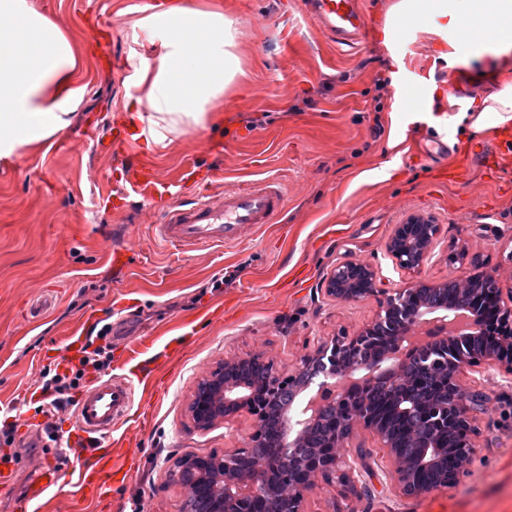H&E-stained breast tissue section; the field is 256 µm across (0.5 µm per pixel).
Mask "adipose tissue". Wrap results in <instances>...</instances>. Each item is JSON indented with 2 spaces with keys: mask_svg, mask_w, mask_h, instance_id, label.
Masks as SVG:
<instances>
[{
  "mask_svg": "<svg viewBox=\"0 0 512 512\" xmlns=\"http://www.w3.org/2000/svg\"><path fill=\"white\" fill-rule=\"evenodd\" d=\"M143 11L153 51L131 62L138 92L122 112L132 139L164 148L191 130H222L224 98L246 75L236 18L223 0H166ZM400 18L433 34L430 52L448 66L488 58L512 67V0H395L384 44ZM80 59L49 15L28 0H0V160L49 149L66 132L84 93Z\"/></svg>",
  "mask_w": 512,
  "mask_h": 512,
  "instance_id": "obj_1",
  "label": "adipose tissue"
}]
</instances>
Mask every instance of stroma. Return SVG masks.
Instances as JSON below:
<instances>
[{
	"instance_id": "35a3bbf8",
	"label": "stroma",
	"mask_w": 512,
	"mask_h": 512,
	"mask_svg": "<svg viewBox=\"0 0 512 512\" xmlns=\"http://www.w3.org/2000/svg\"><path fill=\"white\" fill-rule=\"evenodd\" d=\"M144 2L30 0L89 56L78 67L85 90L71 128L48 150L0 163V423L13 426L15 439L31 433L40 441L20 459L13 494L0 492V512H13V496L32 479L37 459L70 432L73 409L47 420L43 408L54 394L42 392L39 380L55 368L71 332L90 336L92 322L112 327L110 374L120 373L135 341L151 368L135 397L142 420L112 433L115 460L132 454L135 466L113 477L107 501L64 491L52 512H180L185 490L167 478L173 461L246 447L256 425L243 410L195 430L187 406L202 378L255 353L292 374L323 339L375 320L378 297L344 303L326 295L337 264L368 263L389 288L460 280L479 269L497 271L502 288L512 287V178L489 180L475 165L458 184L442 179L424 152L433 142L473 145L474 100L491 108L488 129L512 124L511 111L495 109L512 87L511 73L493 74L486 60L448 67L434 60L428 34L416 28L383 44L377 31L393 0H362L367 35L354 48L326 39L301 13V0H224L239 22L248 74L224 103L223 132L195 130L164 149L128 143L102 155L96 144L118 122L128 92V58L149 47L148 32L136 25ZM381 79L386 89H378ZM432 83L442 97L407 111L402 89L425 97ZM141 158L167 180L189 164L197 178L217 176V195L277 179L284 213L233 245L172 248L153 232L163 220L160 206L133 193L121 210L97 205L115 189L121 165ZM411 213L439 226L416 272L398 268L385 249L393 225ZM461 245L468 260L454 257ZM116 249L128 259L120 275L109 263ZM189 320L197 334L162 358ZM464 384L485 403L471 414L474 453L453 485L399 495L385 449L358 426L349 444L366 457L351 460L346 478L317 477L300 512H512V375L480 363Z\"/></svg>"
}]
</instances>
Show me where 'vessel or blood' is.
<instances>
[{
	"instance_id": "vessel-or-blood-1",
	"label": "vessel or blood",
	"mask_w": 512,
	"mask_h": 512,
	"mask_svg": "<svg viewBox=\"0 0 512 512\" xmlns=\"http://www.w3.org/2000/svg\"><path fill=\"white\" fill-rule=\"evenodd\" d=\"M306 11L320 31L338 44L362 42L366 20L359 0H306ZM496 148L484 147L453 154L448 164L451 176L468 170L474 159H481L491 174L512 172V127L503 125L495 132ZM123 180L129 191L151 203L165 204L164 221L155 225L159 238L171 245L197 249L238 242L260 224L273 223L284 208L285 194L279 182L267 180L244 190L225 191L215 200L211 183L160 178L150 161L140 160L123 166ZM192 190L191 206L174 204L183 190ZM148 378L142 364L127 367L121 374L93 382L76 404L67 447H89L87 464L75 465L73 472L59 469L44 460L38 464V480L20 503V512H45L57 489L75 484L78 490L93 489L96 495L112 490V452L96 448L95 443L112 436L116 425L130 422L139 385Z\"/></svg>"
}]
</instances>
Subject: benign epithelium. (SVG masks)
I'll return each instance as SVG.
<instances>
[{
	"instance_id": "1",
	"label": "benign epithelium",
	"mask_w": 512,
	"mask_h": 512,
	"mask_svg": "<svg viewBox=\"0 0 512 512\" xmlns=\"http://www.w3.org/2000/svg\"><path fill=\"white\" fill-rule=\"evenodd\" d=\"M437 233L438 225L431 218L412 213L394 225L385 242V249L397 267L415 271L427 261ZM478 278L485 287L472 288L471 281L463 280V300L452 306L441 302L414 303L411 296L420 289L438 290L447 287V284L408 283L390 293L378 287L376 272L370 265L358 260L339 264L325 281L326 294L347 303L360 301L369 295H383L376 320L351 336L333 337L320 342L312 352L300 359L293 374L284 378L274 368L266 381V387L275 392L286 380L315 367L335 378V383L322 386L303 407L289 415L281 414L280 429L283 447L295 448L325 408L337 406L349 413V419L338 435L323 448L319 458L307 462L305 473L283 480L278 487L272 486L264 461L246 463L243 448H226L213 458L182 457L174 462L170 475L178 476L188 470L202 479L208 495L200 504V512H253V503L258 499L266 500V512H280L278 503L282 497L288 498L293 512H299L304 494L312 488L315 477L327 475L346 462L342 450L348 447L354 425L358 424L371 431L379 439L381 447L386 449L392 468L391 476L399 494L418 495L430 491L418 481L419 472L426 469L440 471V486L451 485L473 453L468 440L470 414L483 403L480 395L466 388L463 377L470 367L481 361L512 374V289L503 292L500 278L494 271L485 270L478 274ZM360 283L367 284V287H358ZM486 313L499 322V333L482 352L476 354L470 346L484 333L483 315ZM391 316L400 321L397 335L402 344L413 347L425 344L432 349L435 343L429 338L437 330L448 341V397L438 406L427 409V412L436 417V422L456 428L463 435L462 447L451 446L443 450L434 439L429 438L422 443L416 457L405 458L387 430L369 411L368 403L350 407V387H366L377 378L394 384L401 379L402 357L397 348L378 361L358 357L356 363L348 367L343 366L339 358L342 345H360L378 323ZM252 358L250 354L225 361L224 369L212 372L205 379V385L196 388L189 405V414L196 430L205 432L217 422L245 409L256 417V429L250 436V443L261 439L265 408L258 403L254 387L235 379V375ZM448 455L456 459L455 467L451 469L446 461Z\"/></svg>"
}]
</instances>
